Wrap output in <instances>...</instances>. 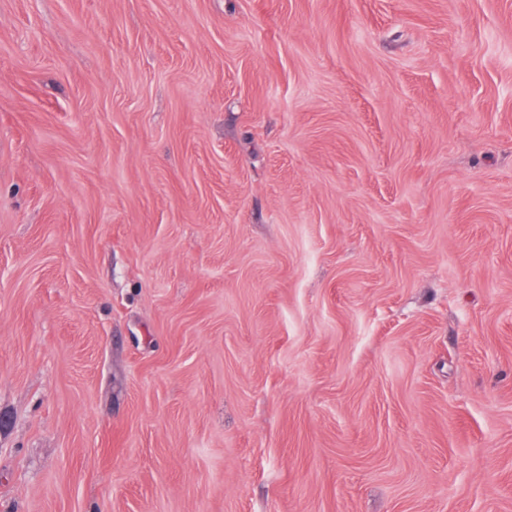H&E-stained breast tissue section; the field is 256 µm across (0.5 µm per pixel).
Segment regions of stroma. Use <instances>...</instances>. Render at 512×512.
Here are the masks:
<instances>
[{
  "label": "stroma",
  "mask_w": 512,
  "mask_h": 512,
  "mask_svg": "<svg viewBox=\"0 0 512 512\" xmlns=\"http://www.w3.org/2000/svg\"><path fill=\"white\" fill-rule=\"evenodd\" d=\"M0 512H512V0H0Z\"/></svg>",
  "instance_id": "1"
}]
</instances>
